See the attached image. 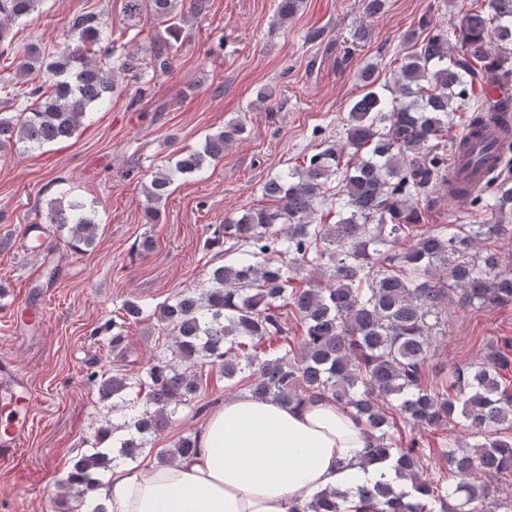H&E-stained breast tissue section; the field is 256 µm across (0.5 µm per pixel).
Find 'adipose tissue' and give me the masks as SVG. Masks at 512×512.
Here are the masks:
<instances>
[{"label": "adipose tissue", "mask_w": 512, "mask_h": 512, "mask_svg": "<svg viewBox=\"0 0 512 512\" xmlns=\"http://www.w3.org/2000/svg\"><path fill=\"white\" fill-rule=\"evenodd\" d=\"M368 443L330 401L285 406L231 396L205 420L194 452L137 475L114 469L105 512H288L329 488L351 498L379 482L410 490L391 462L365 463Z\"/></svg>", "instance_id": "ef3b65f1"}]
</instances>
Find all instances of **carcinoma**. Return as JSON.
I'll use <instances>...</instances> for the list:
<instances>
[{"mask_svg": "<svg viewBox=\"0 0 512 512\" xmlns=\"http://www.w3.org/2000/svg\"><path fill=\"white\" fill-rule=\"evenodd\" d=\"M188 14H207L210 0H124L127 29L153 19L165 25L149 48L117 45L103 12H83L68 23L69 43L44 63L33 44L17 58L14 77L26 86L0 101V153H24L72 139L94 112L109 105L119 71L139 84L130 97L136 108L154 79L174 69L181 27L178 4ZM453 33L438 29L425 39L416 30L401 35L414 47L394 80L393 97L370 87L348 112L341 141H324L302 162L270 175L259 187L271 205L249 208L215 229L210 241L224 246L226 260L212 266L199 288L158 305L153 317L168 344L157 345L132 376L92 371L86 383L100 399L112 400L122 422L96 430L94 451L77 457L61 480L67 512L94 501L112 469L135 460L148 436L164 433L180 409L207 387L212 370L228 381H248L258 400L285 406L323 397L351 414L373 440L364 462L392 460L396 473L413 482L406 498L387 483L358 492V501L323 491L288 512H512V494L492 480L512 473V392L502 386L508 356L497 348L476 363L454 365L439 381L425 383L431 348L445 335L451 293L493 308L512 303V261L498 242H512V0H483ZM42 0H0V53L12 52L10 27L39 13ZM300 0H278L286 22ZM457 38V50L451 38ZM99 47L109 59L84 54ZM466 112L468 137H448L455 115ZM501 139L483 138L490 125ZM245 132L238 119L208 135L200 147L178 153L142 185L148 221L168 197L175 179L224 158ZM357 161L342 162L347 151ZM463 156L492 171L480 187L463 190L464 205L490 215L484 224H444L417 231L421 206L437 199L448 182L449 163ZM337 179L336 222L316 223L324 188ZM60 185L46 202V219L67 231V245L83 252L95 241L96 209L70 198ZM308 271L305 286L294 285ZM304 333L289 337L283 311ZM112 322V350L123 351V327L143 315L133 300ZM403 420L420 428L463 424L472 444L446 448L448 482L424 476L416 445L393 446L390 430ZM196 437L180 436L158 451L170 463L190 453ZM481 473L482 482L465 478ZM462 480H457V477ZM458 500L451 505L450 500Z\"/></svg>", "mask_w": 512, "mask_h": 512, "instance_id": "cac0c4a2", "label": "carcinoma"}]
</instances>
